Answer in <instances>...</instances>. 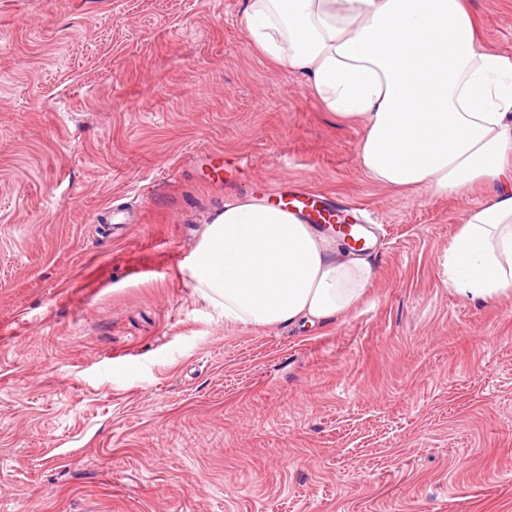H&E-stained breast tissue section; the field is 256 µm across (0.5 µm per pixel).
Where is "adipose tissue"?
I'll list each match as a JSON object with an SVG mask.
<instances>
[{
	"label": "adipose tissue",
	"instance_id": "obj_1",
	"mask_svg": "<svg viewBox=\"0 0 512 512\" xmlns=\"http://www.w3.org/2000/svg\"><path fill=\"white\" fill-rule=\"evenodd\" d=\"M242 23L325 111L362 126L371 180L437 195L490 186L448 246V285L478 303L512 291V58L480 50L466 0H247ZM192 277L225 321L311 326L351 310L375 269L244 198L207 225Z\"/></svg>",
	"mask_w": 512,
	"mask_h": 512
}]
</instances>
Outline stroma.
<instances>
[{"mask_svg": "<svg viewBox=\"0 0 512 512\" xmlns=\"http://www.w3.org/2000/svg\"><path fill=\"white\" fill-rule=\"evenodd\" d=\"M243 2L0 0V512H512V293L444 268L486 188L368 178ZM468 5L512 57V0ZM295 185L375 215L374 280L327 323L225 321L206 224Z\"/></svg>", "mask_w": 512, "mask_h": 512, "instance_id": "stroma-1", "label": "stroma"}]
</instances>
